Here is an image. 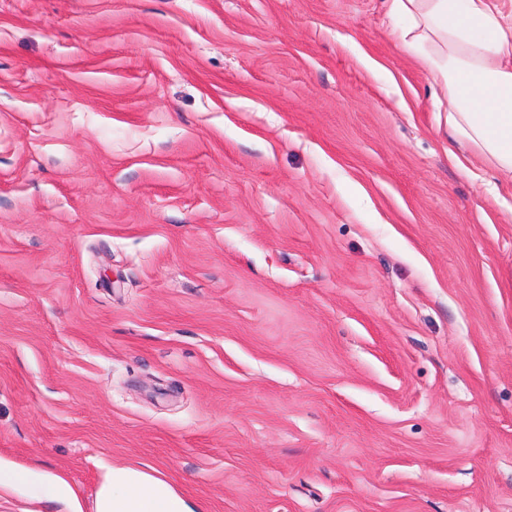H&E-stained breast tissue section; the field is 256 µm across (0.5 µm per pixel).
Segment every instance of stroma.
Wrapping results in <instances>:
<instances>
[{"label": "stroma", "mask_w": 512, "mask_h": 512, "mask_svg": "<svg viewBox=\"0 0 512 512\" xmlns=\"http://www.w3.org/2000/svg\"><path fill=\"white\" fill-rule=\"evenodd\" d=\"M382 0H0V463L201 512H512V190ZM95 512H199L171 484L131 464L112 463L95 497Z\"/></svg>", "instance_id": "1"}]
</instances>
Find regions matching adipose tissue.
Here are the masks:
<instances>
[{"label":"adipose tissue","mask_w":512,"mask_h":512,"mask_svg":"<svg viewBox=\"0 0 512 512\" xmlns=\"http://www.w3.org/2000/svg\"><path fill=\"white\" fill-rule=\"evenodd\" d=\"M405 50L447 102L448 141L512 184V0H384ZM75 501L70 484L0 465V489ZM171 484L131 464L107 466L95 512H196Z\"/></svg>","instance_id":"adipose-tissue-1"}]
</instances>
